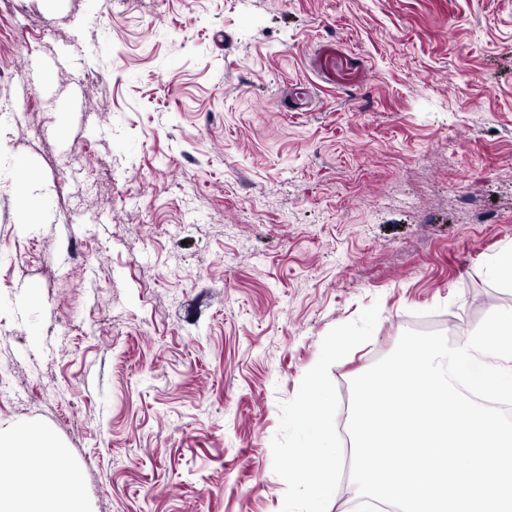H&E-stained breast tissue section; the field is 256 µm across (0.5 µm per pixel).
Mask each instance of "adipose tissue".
Returning a JSON list of instances; mask_svg holds the SVG:
<instances>
[{
    "label": "adipose tissue",
    "instance_id": "adipose-tissue-1",
    "mask_svg": "<svg viewBox=\"0 0 512 512\" xmlns=\"http://www.w3.org/2000/svg\"><path fill=\"white\" fill-rule=\"evenodd\" d=\"M294 433L297 465L293 479L308 502L324 500L346 461L336 442V399L311 376L308 387L289 419ZM63 447L44 430L17 424L0 430V453L11 459L0 468V512H84L82 493L74 473L58 468ZM51 485L58 493L45 499Z\"/></svg>",
    "mask_w": 512,
    "mask_h": 512
}]
</instances>
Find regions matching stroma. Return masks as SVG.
Here are the masks:
<instances>
[{
    "label": "stroma",
    "mask_w": 512,
    "mask_h": 512,
    "mask_svg": "<svg viewBox=\"0 0 512 512\" xmlns=\"http://www.w3.org/2000/svg\"><path fill=\"white\" fill-rule=\"evenodd\" d=\"M0 40V365L34 394L0 423L88 512H286L312 369L342 425L418 320L512 307V0H0Z\"/></svg>",
    "instance_id": "obj_1"
}]
</instances>
